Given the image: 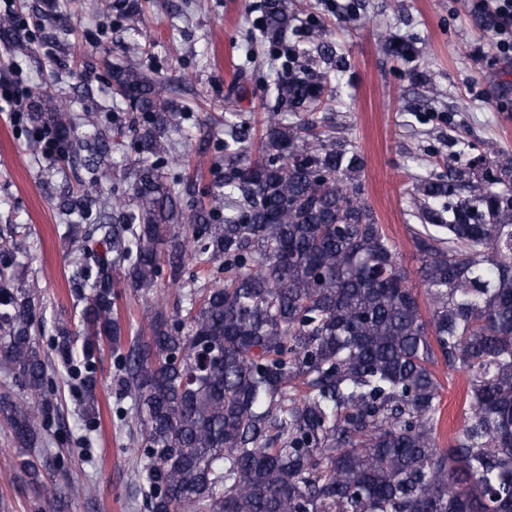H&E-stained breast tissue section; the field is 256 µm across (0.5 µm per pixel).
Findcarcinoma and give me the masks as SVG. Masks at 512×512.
<instances>
[{
  "label": "carcinoma",
  "mask_w": 512,
  "mask_h": 512,
  "mask_svg": "<svg viewBox=\"0 0 512 512\" xmlns=\"http://www.w3.org/2000/svg\"><path fill=\"white\" fill-rule=\"evenodd\" d=\"M293 19L288 0H264L260 37ZM378 36L390 54L412 53L382 25ZM275 92L309 117L270 113L255 159L249 129L235 126L224 183L187 211L182 190L150 162L179 161L175 108L138 54L112 66V96L142 116L133 130L142 162L125 195L105 193L102 133L75 139L63 100L35 89L27 119L82 171L60 209L70 217L62 236L79 250L72 283L84 307L80 327L57 322L54 349L86 411L96 363L121 347L112 256L128 262L136 290L154 287L164 265L179 284L186 262L222 259L223 281L192 279L184 312L143 306L150 335L118 358L148 512H512V164L484 151L415 185L425 315L363 197V158L320 128L316 112L336 87L301 66ZM36 300L34 284L0 288V363L18 387L0 394V417L22 448L46 447L54 407ZM439 360L467 374L464 419L446 448ZM55 464L62 487L45 485L34 459L17 462L43 488L44 512H59L65 489L91 492L68 463Z\"/></svg>",
  "instance_id": "carcinoma-1"
}]
</instances>
